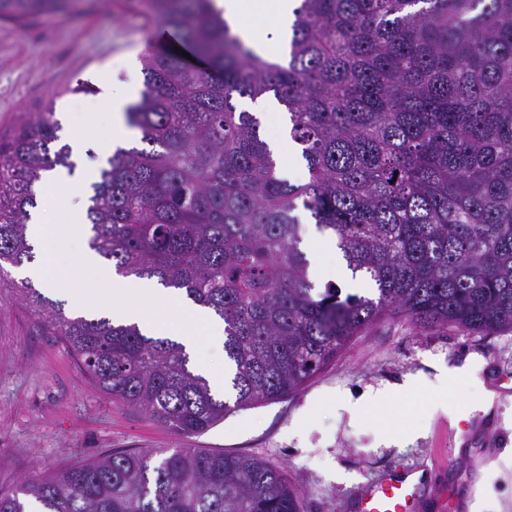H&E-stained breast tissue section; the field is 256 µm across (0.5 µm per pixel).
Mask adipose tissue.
I'll list each match as a JSON object with an SVG mask.
<instances>
[{"instance_id": "obj_1", "label": "adipose tissue", "mask_w": 512, "mask_h": 512, "mask_svg": "<svg viewBox=\"0 0 512 512\" xmlns=\"http://www.w3.org/2000/svg\"><path fill=\"white\" fill-rule=\"evenodd\" d=\"M134 92L132 82L126 81L110 85L104 94L103 99L112 115V135L100 141V152H110L116 144L132 141L133 135L124 125L121 114ZM75 235L79 246L73 257L74 265L97 277L101 284L99 305L111 311L113 319L137 323L147 335L167 337L182 343L192 357L197 356L199 351V342L193 334L194 329L198 328L215 352H223L224 323L210 310L188 301L180 292L159 287L153 281L132 283L116 279L99 266L96 254L90 250L88 228H76ZM158 297L165 298L176 307L175 317H153L139 304L140 299Z\"/></svg>"}]
</instances>
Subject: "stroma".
I'll return each mask as SVG.
<instances>
[{"label":"stroma","mask_w":512,"mask_h":512,"mask_svg":"<svg viewBox=\"0 0 512 512\" xmlns=\"http://www.w3.org/2000/svg\"><path fill=\"white\" fill-rule=\"evenodd\" d=\"M158 28L150 0H77L68 11L22 26L0 21V142L46 111L59 121L71 110L105 111L95 94L75 90L81 82L98 86L101 72L143 84L140 57ZM37 210L50 225L37 265L71 275L93 303L96 279L69 263L79 215L54 189L40 193ZM300 217L301 248L327 271L316 279L317 288L330 282L346 293H365L334 241L318 231L309 212ZM19 277L15 271L0 282V486H12L37 467L55 471L106 452L200 448L254 455L283 469L302 491V512H354L361 485L394 468L429 465L438 456L447 465L426 489L420 512H442L444 490L471 505L481 485L483 512H512V456L502 454L512 445V330L483 336L385 320L354 337L287 400L237 411L201 435L184 437L101 393L16 296ZM469 358L482 361L480 378L498 392L499 402L490 413H470L473 432L463 440L454 432L456 420L428 409L438 401L449 410L474 403L476 389L452 382L438 394L403 386ZM376 390L386 391V398L348 412L349 403Z\"/></svg>","instance_id":"1"}]
</instances>
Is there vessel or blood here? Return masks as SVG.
Returning a JSON list of instances; mask_svg holds the SVG:
<instances>
[{
    "instance_id": "b4317fda",
    "label": "vessel or blood",
    "mask_w": 512,
    "mask_h": 512,
    "mask_svg": "<svg viewBox=\"0 0 512 512\" xmlns=\"http://www.w3.org/2000/svg\"><path fill=\"white\" fill-rule=\"evenodd\" d=\"M431 470L400 468L361 489L355 499L357 512H418L421 492L431 480Z\"/></svg>"
}]
</instances>
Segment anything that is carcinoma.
I'll list each match as a JSON object with an SVG mask.
<instances>
[{"label": "carcinoma", "mask_w": 512, "mask_h": 512, "mask_svg": "<svg viewBox=\"0 0 512 512\" xmlns=\"http://www.w3.org/2000/svg\"><path fill=\"white\" fill-rule=\"evenodd\" d=\"M72 2L0 0V19ZM154 3L201 65L142 56L125 117L143 147L117 145L98 169L89 245L224 321L230 390L214 393L182 344L72 317L19 281L100 392L192 436L294 395L383 320L512 329V0H300L286 58L248 48L212 0ZM237 97L286 109L306 182L285 177ZM59 129L45 112L0 152V276L35 261L27 221L45 172L76 169ZM300 208L374 296L316 291ZM0 512H301V493L255 456L155 448L36 468L0 488Z\"/></svg>", "instance_id": "1"}]
</instances>
